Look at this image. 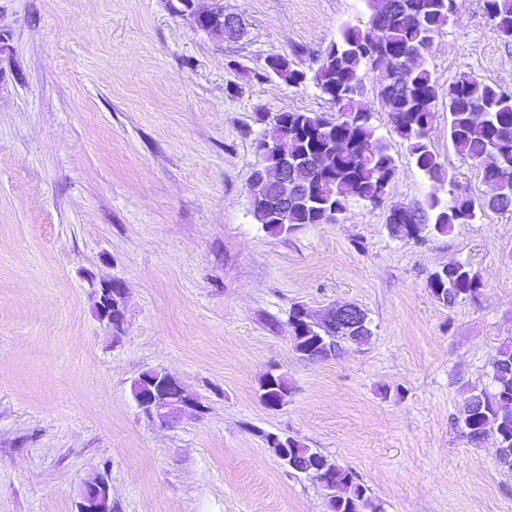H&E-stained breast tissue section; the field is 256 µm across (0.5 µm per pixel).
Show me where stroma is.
<instances>
[{"mask_svg":"<svg viewBox=\"0 0 512 512\" xmlns=\"http://www.w3.org/2000/svg\"><path fill=\"white\" fill-rule=\"evenodd\" d=\"M198 5L238 14L241 35L202 31L170 0H0V512H78L96 475L112 512H328L268 432L352 469L382 512H512L493 440L473 444L458 420L512 342V210L390 237L389 209L425 206L430 183L370 71L371 122L396 161L383 202L263 229L247 197L259 115L331 110L313 84L267 75V61L314 70L370 10ZM420 64L438 93L427 142L447 171L440 196L481 199L480 166L450 142L447 91L463 73L512 90V42L482 0H454ZM451 260L483 287L448 308L427 279ZM105 282L125 290L119 332L96 315ZM339 302L367 312L370 343L302 360L290 309ZM152 370L176 376L200 412L146 417L131 386ZM271 370L293 387L278 411L257 395Z\"/></svg>","mask_w":512,"mask_h":512,"instance_id":"35a3bbf8","label":"stroma"}]
</instances>
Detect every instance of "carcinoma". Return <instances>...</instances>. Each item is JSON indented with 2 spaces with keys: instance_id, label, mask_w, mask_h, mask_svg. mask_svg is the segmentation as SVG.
<instances>
[{
  "instance_id": "carcinoma-1",
  "label": "carcinoma",
  "mask_w": 512,
  "mask_h": 512,
  "mask_svg": "<svg viewBox=\"0 0 512 512\" xmlns=\"http://www.w3.org/2000/svg\"><path fill=\"white\" fill-rule=\"evenodd\" d=\"M370 17L363 28L346 26L338 40L331 43L312 74L296 68L286 56L267 61L268 73L289 86L313 82L327 97L334 114L286 112L282 116L263 117L261 139L276 142L284 134L293 136L295 150L304 161L295 171L298 186H316L317 193L288 208L283 224L255 206L254 221L270 232L305 224H325L332 215H340L353 198L378 204L386 195L388 182L395 173L393 156L370 123L371 110L364 100L363 78L368 70H390L401 80L378 88V96L391 116L393 132L408 142L417 168L431 182L428 210L395 205L389 210L388 234L411 240L407 225L433 222L439 234L449 233L456 224H469L477 211L487 207L512 209V93L471 75H461L448 87V129L458 156L474 162L489 158L497 172L483 174L486 197L475 204L476 211L441 202L437 186L446 180L445 169L429 148L428 132L435 119L436 89L425 69L411 66L405 53L433 43L453 13V0H367ZM484 11L501 37L512 40V0H483ZM427 288L442 305L452 308L473 297L483 288L479 275L467 264L450 260L430 274ZM294 350L305 357L307 350L323 335L319 329L307 336L288 321ZM372 336L370 324L343 332L335 348L361 346ZM259 393L274 403L289 400L292 386L284 374L259 381ZM484 409L471 414L466 400L459 421L471 440L481 442L489 435L495 445L509 453L498 454V462L512 471V343L503 344L493 362V390L483 392ZM288 451L304 470L316 451L301 441L288 438ZM330 512H381L358 476L349 468L336 465L334 480L327 485Z\"/></svg>"
}]
</instances>
